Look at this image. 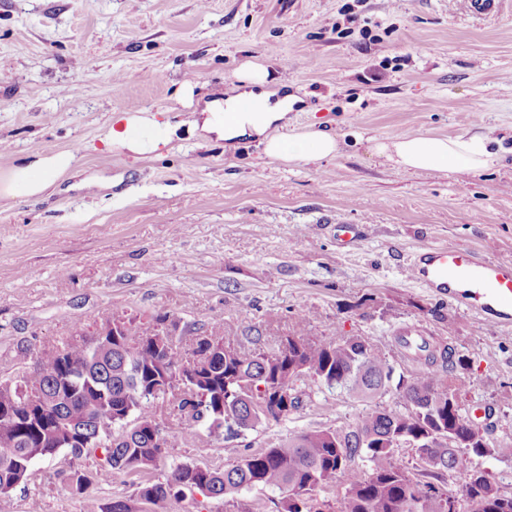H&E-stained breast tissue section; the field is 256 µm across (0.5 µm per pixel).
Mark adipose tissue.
Listing matches in <instances>:
<instances>
[{
	"mask_svg": "<svg viewBox=\"0 0 512 512\" xmlns=\"http://www.w3.org/2000/svg\"><path fill=\"white\" fill-rule=\"evenodd\" d=\"M267 77V69L261 63L244 62L237 93L213 99L204 109L192 112L188 122L190 130H199L223 141L259 137L267 156L289 166L337 155L338 140L323 130L311 129L299 137L281 134L280 129L287 126L288 114L296 99L286 94L270 100L264 89ZM178 131V126L158 121L149 112L135 110L111 123L105 141L114 149L143 155L174 141ZM492 142L490 134L485 132L442 138L400 135L375 143L373 149L406 172L472 175L499 164L501 156L493 149ZM74 163L75 155L71 152L32 155L0 173V194L40 196L68 173Z\"/></svg>",
	"mask_w": 512,
	"mask_h": 512,
	"instance_id": "adipose-tissue-1",
	"label": "adipose tissue"
}]
</instances>
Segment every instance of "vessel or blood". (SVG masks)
Wrapping results in <instances>:
<instances>
[{
  "mask_svg": "<svg viewBox=\"0 0 512 512\" xmlns=\"http://www.w3.org/2000/svg\"><path fill=\"white\" fill-rule=\"evenodd\" d=\"M409 274L439 296L470 300L484 318L512 323V263L467 248L430 246L413 256Z\"/></svg>",
  "mask_w": 512,
  "mask_h": 512,
  "instance_id": "vessel-or-blood-1",
  "label": "vessel or blood"
}]
</instances>
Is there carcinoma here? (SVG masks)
<instances>
[{"label": "carcinoma", "mask_w": 512, "mask_h": 512, "mask_svg": "<svg viewBox=\"0 0 512 512\" xmlns=\"http://www.w3.org/2000/svg\"><path fill=\"white\" fill-rule=\"evenodd\" d=\"M177 327L169 316H155L125 335L104 342L70 338L36 354L15 376H0V413L11 425L0 428V495L27 480L37 459L52 458L68 449L82 455L104 449L115 474L153 468L162 456L157 409L168 406L186 436L193 426L221 427L225 441L241 438L268 419L278 421L297 411L302 395L312 385L340 389L363 402H374L388 392L394 368L386 353L362 337L342 336L334 341L288 338V349L277 353L257 347L246 351L220 338L200 337L186 353L173 337L162 350L153 338L166 326ZM424 342L407 356L419 367L400 376L396 390L409 403L405 411L372 408L347 429H315L296 433L258 452L232 449V462L222 471L198 465L176 464L159 483H140L138 496L149 512H170L172 501L196 489L208 498L235 496L253 488L288 492L287 512H324L317 490L339 482L345 494L339 512H448V493L438 485L443 472L463 476L473 469V458L495 455L512 458V446L495 445L479 432L480 444H468L469 430L459 421L457 368L464 356L444 346ZM193 369L199 378L184 385L180 397L167 400L165 377ZM301 368L288 378L289 366ZM276 385L291 396L290 409L267 417L252 405L266 398ZM134 417L127 427V417ZM410 440L428 455L429 468L412 471L396 459L395 440ZM455 512H512V494L484 476L465 484ZM89 512H134L128 501L108 503L87 498Z\"/></svg>", "instance_id": "1"}]
</instances>
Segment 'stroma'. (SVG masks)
Masks as SVG:
<instances>
[{"label":"stroma","mask_w":512,"mask_h":512,"mask_svg":"<svg viewBox=\"0 0 512 512\" xmlns=\"http://www.w3.org/2000/svg\"><path fill=\"white\" fill-rule=\"evenodd\" d=\"M248 59L268 91L298 101L289 133L337 136V156L288 167L258 139L182 132L134 155L102 137L135 105L160 121L230 94ZM194 86V105L183 100ZM490 132L500 166L475 176L409 174L374 153L404 134ZM75 151L73 170L40 197L0 195V375L32 352L103 323L179 320L195 337L240 344L261 336L330 341L362 336L399 374L404 332L447 343L468 416L512 441V327L479 322L466 306L413 281L407 265L428 246L459 245L512 262V0L478 17L464 0H0V172L39 153ZM360 235L340 247L336 227ZM366 408L325 388L288 418L242 438L259 451L310 429L348 428ZM169 449L146 473L108 471L102 452L62 450L35 461L0 495V512H87L61 480L89 476L90 493L144 512L138 485L171 464L223 470V435L193 440L162 423ZM286 512L276 489L239 499L189 495L171 512Z\"/></svg>","instance_id":"35a3bbf8"}]
</instances>
